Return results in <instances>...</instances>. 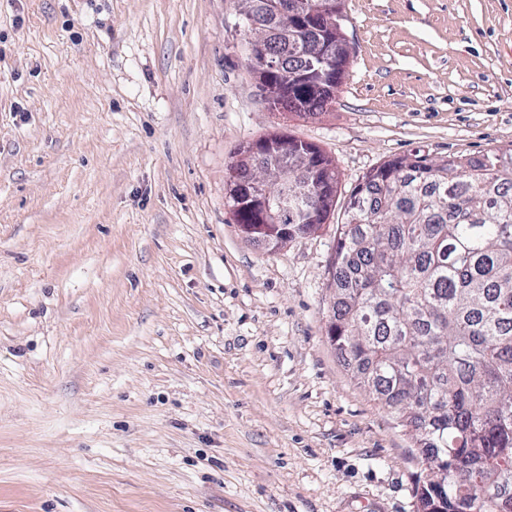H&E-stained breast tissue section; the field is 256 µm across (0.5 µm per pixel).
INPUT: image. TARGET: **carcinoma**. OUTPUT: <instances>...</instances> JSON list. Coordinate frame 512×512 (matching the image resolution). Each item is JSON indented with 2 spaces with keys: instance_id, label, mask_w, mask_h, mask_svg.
Masks as SVG:
<instances>
[{
  "instance_id": "1",
  "label": "carcinoma",
  "mask_w": 512,
  "mask_h": 512,
  "mask_svg": "<svg viewBox=\"0 0 512 512\" xmlns=\"http://www.w3.org/2000/svg\"><path fill=\"white\" fill-rule=\"evenodd\" d=\"M279 0H241L243 25L260 17L268 53L247 57L260 87L268 62L287 75L272 110L327 111L351 49L341 25L308 32L300 50L274 13ZM331 48L336 80L307 75L316 41ZM312 191L288 189V240L325 223L338 178L314 144L285 134ZM243 148L240 180L258 168ZM329 338L360 384L412 433L421 471L418 512H512V156L429 162L395 157L352 190L336 225Z\"/></svg>"
}]
</instances>
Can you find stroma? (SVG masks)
<instances>
[{
  "mask_svg": "<svg viewBox=\"0 0 512 512\" xmlns=\"http://www.w3.org/2000/svg\"><path fill=\"white\" fill-rule=\"evenodd\" d=\"M322 115L268 110L239 0H0V512H417L414 442L328 336L335 207L226 201L285 133L340 191L512 152V0H343ZM265 140V141H264ZM264 140L255 143H249L248 149L254 155L263 154L270 146L269 142H288V145L294 147L297 154L291 161L296 167L302 169V176L308 182L312 191L309 194H302L298 191L296 181L288 178V172L293 167L288 165V145L273 146L276 149L280 163L273 171L277 176L276 181H268L253 174L247 178L252 169L258 168L260 158H254L247 153L243 145L239 149L238 160L230 166L231 171L237 173V179L245 180L242 193L244 199L248 201V211L252 216V221L246 217H240L237 211H234L237 224L241 232L249 239L267 244V237L255 235L253 226L268 224L277 218V214L272 211L270 202V188L272 183L277 181H288V199L279 204L281 210H288V218L271 225L288 224V242L310 235L320 224H324L330 215V212L336 205V196L338 193V178L332 166L331 160L314 144L305 142L285 134H273ZM269 141V142H267ZM289 206V208H288ZM266 241V242H265Z\"/></svg>",
  "mask_w": 512,
  "mask_h": 512,
  "instance_id": "1",
  "label": "stroma"
}]
</instances>
